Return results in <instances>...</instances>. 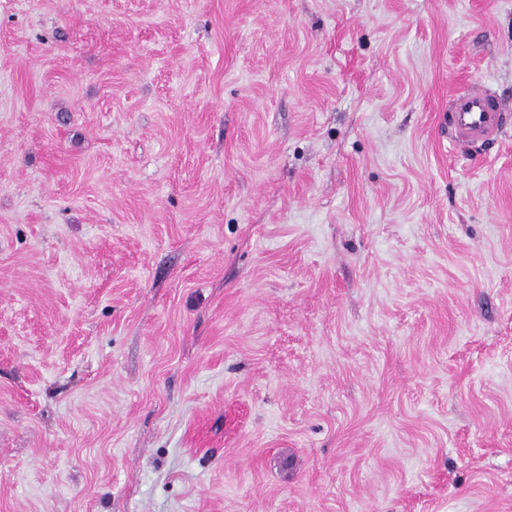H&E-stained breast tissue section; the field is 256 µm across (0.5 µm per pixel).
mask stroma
<instances>
[{
    "mask_svg": "<svg viewBox=\"0 0 512 512\" xmlns=\"http://www.w3.org/2000/svg\"><path fill=\"white\" fill-rule=\"evenodd\" d=\"M512 0H0V512H512ZM448 112L456 142L488 144L500 137L507 109L495 94L476 89L455 94Z\"/></svg>",
    "mask_w": 512,
    "mask_h": 512,
    "instance_id": "stroma-1",
    "label": "stroma"
}]
</instances>
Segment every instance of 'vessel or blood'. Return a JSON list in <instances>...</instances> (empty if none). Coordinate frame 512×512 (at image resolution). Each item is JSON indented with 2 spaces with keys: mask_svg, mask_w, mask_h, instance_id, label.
Instances as JSON below:
<instances>
[{
  "mask_svg": "<svg viewBox=\"0 0 512 512\" xmlns=\"http://www.w3.org/2000/svg\"><path fill=\"white\" fill-rule=\"evenodd\" d=\"M451 131L456 141L487 144L497 140L506 107L495 94L476 89L455 94L449 101Z\"/></svg>",
  "mask_w": 512,
  "mask_h": 512,
  "instance_id": "vessel-or-blood-1",
  "label": "vessel or blood"
}]
</instances>
